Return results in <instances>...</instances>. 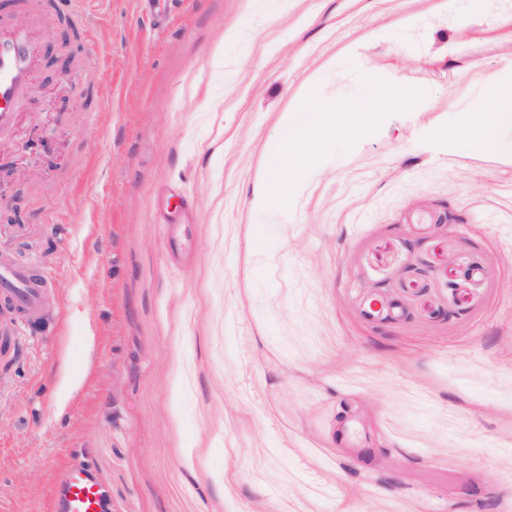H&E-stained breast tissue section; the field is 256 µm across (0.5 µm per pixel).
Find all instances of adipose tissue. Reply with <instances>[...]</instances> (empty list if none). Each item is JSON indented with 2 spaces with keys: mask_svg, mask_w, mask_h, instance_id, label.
I'll return each instance as SVG.
<instances>
[{
  "mask_svg": "<svg viewBox=\"0 0 512 512\" xmlns=\"http://www.w3.org/2000/svg\"><path fill=\"white\" fill-rule=\"evenodd\" d=\"M366 90L369 97L364 102L310 104L305 129L283 127L280 144L267 162L270 177L262 191L264 202L280 206L285 190L302 189L332 142L372 137L384 113L409 109L426 99L419 89L395 82L379 84L371 80ZM506 127L512 128V82L492 79L487 84L483 112L452 113L447 122L426 129L424 139L447 151L497 154L512 147L501 137Z\"/></svg>",
  "mask_w": 512,
  "mask_h": 512,
  "instance_id": "ef3b65f1",
  "label": "adipose tissue"
}]
</instances>
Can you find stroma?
<instances>
[{
	"instance_id": "obj_1",
	"label": "stroma",
	"mask_w": 512,
	"mask_h": 512,
	"mask_svg": "<svg viewBox=\"0 0 512 512\" xmlns=\"http://www.w3.org/2000/svg\"><path fill=\"white\" fill-rule=\"evenodd\" d=\"M438 4L88 0L81 98L36 85L0 135L7 165L62 130L0 223L54 276L0 360V512L86 461L111 512H512V154L421 136L512 81V0ZM367 76L426 101L265 205L284 123Z\"/></svg>"
}]
</instances>
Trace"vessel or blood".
<instances>
[{"mask_svg":"<svg viewBox=\"0 0 512 512\" xmlns=\"http://www.w3.org/2000/svg\"><path fill=\"white\" fill-rule=\"evenodd\" d=\"M37 60L38 44L26 23L0 26V131L13 125L18 100L31 91ZM48 287L36 268L0 261V302L20 319L41 313ZM53 512H110L92 465L68 469L57 479Z\"/></svg>","mask_w":512,"mask_h":512,"instance_id":"1","label":"vessel or blood"}]
</instances>
